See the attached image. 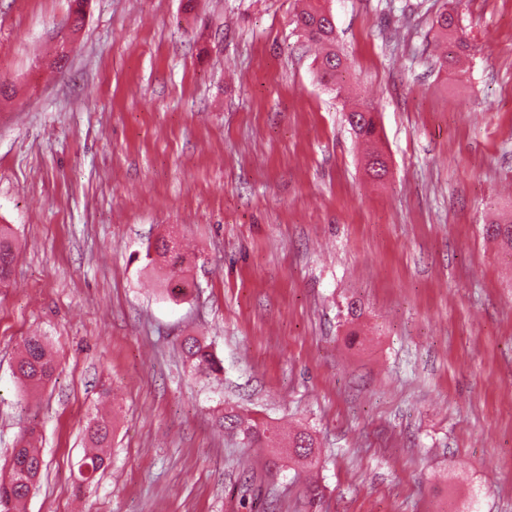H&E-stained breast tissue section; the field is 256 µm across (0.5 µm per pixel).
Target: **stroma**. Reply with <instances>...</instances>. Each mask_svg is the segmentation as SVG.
Returning a JSON list of instances; mask_svg holds the SVG:
<instances>
[{"label":"stroma","instance_id":"35a3bbf8","mask_svg":"<svg viewBox=\"0 0 512 512\" xmlns=\"http://www.w3.org/2000/svg\"><path fill=\"white\" fill-rule=\"evenodd\" d=\"M303 0H0V467L28 512H512V0H330L336 97ZM454 8L474 50L439 71ZM371 103L387 177L345 114ZM176 232L180 297L145 258ZM361 308L351 318L350 304ZM56 378L13 374L30 335ZM223 365L201 378L185 336ZM232 407L319 446L312 475L221 429ZM112 446L78 487L85 427ZM320 495H303L307 481ZM315 4H310L299 15H297L294 24L295 28H301V36L309 42L330 47L322 57L320 62L321 78L327 83L340 87V84L346 78L348 73L343 58L331 47L335 44V28L324 24L322 13L324 5L320 0H315ZM16 241L7 225H0V284L9 278L16 259ZM36 427L24 426L13 449L9 471L0 477V512H19L39 481L44 461L33 446Z\"/></svg>","mask_w":512,"mask_h":512}]
</instances>
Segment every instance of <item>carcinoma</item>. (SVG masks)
<instances>
[{
	"label": "carcinoma",
	"instance_id": "carcinoma-1",
	"mask_svg": "<svg viewBox=\"0 0 512 512\" xmlns=\"http://www.w3.org/2000/svg\"><path fill=\"white\" fill-rule=\"evenodd\" d=\"M324 5H309L299 15L294 24L301 28V36L309 42L327 46L320 62L321 78L339 86L348 73L343 58L334 50L335 28L324 24L322 13ZM439 34L447 44L446 54L439 61V68L448 69L453 63L472 48L466 33L458 26L455 14L448 13L447 20L436 22ZM352 113L357 122L349 123L355 135L370 145L366 157L375 158L382 154L378 146L379 131L375 113L369 107L355 108ZM16 241L9 227L0 225V284L9 278L16 259ZM154 253L162 259L170 281L182 280L184 256L177 245H169L163 238L154 246ZM182 352L191 370L201 376H211L223 370L221 361L211 351L206 342L197 337H186L181 342ZM57 363L52 356L49 344L43 336H30L23 342L15 366V375L20 384L29 391L44 387L53 377ZM221 428L242 436L250 448H268L274 455L279 449L292 450L297 462L303 466H312L317 462V446L313 435L299 431L288 437L271 431L255 420L239 414L233 408L224 410L218 418ZM112 425L109 420H94L86 430V438L91 450L83 457L79 469V480L83 485H90L96 474L103 469L106 457L102 449L109 447ZM36 439V427L28 425L21 430L19 439L13 449L9 471L0 477V512H19L31 491L39 481L44 461L33 446Z\"/></svg>",
	"mask_w": 512,
	"mask_h": 512
}]
</instances>
